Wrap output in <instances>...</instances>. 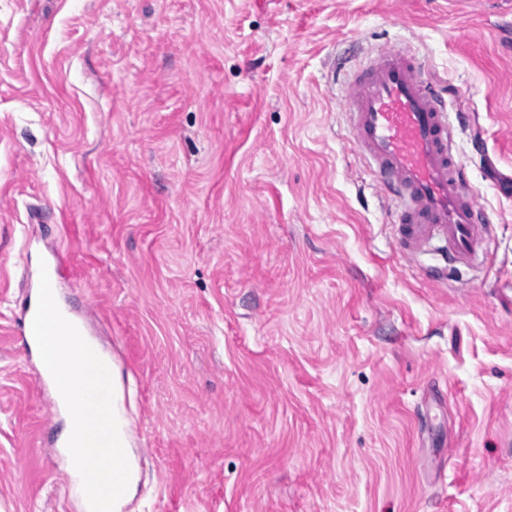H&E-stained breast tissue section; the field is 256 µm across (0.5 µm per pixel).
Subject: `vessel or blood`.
<instances>
[{
  "label": "vessel or blood",
  "mask_w": 512,
  "mask_h": 512,
  "mask_svg": "<svg viewBox=\"0 0 512 512\" xmlns=\"http://www.w3.org/2000/svg\"><path fill=\"white\" fill-rule=\"evenodd\" d=\"M354 147L402 205V240L416 254L432 239L449 261L482 251L487 227L448 141L445 102L408 53L392 50L347 81Z\"/></svg>",
  "instance_id": "1"
}]
</instances>
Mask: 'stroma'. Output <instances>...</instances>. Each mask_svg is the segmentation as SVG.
I'll list each match as a JSON object with an SVG mask.
<instances>
[{"mask_svg":"<svg viewBox=\"0 0 512 512\" xmlns=\"http://www.w3.org/2000/svg\"><path fill=\"white\" fill-rule=\"evenodd\" d=\"M413 54L484 253L407 255L345 80ZM120 368L124 512H512V0H0V512H84L18 311ZM46 268H47L50 285H51V288H52V291H53V294H54V297H55V300H56L59 310L61 311V313L63 315H66L70 319V321L77 327V329L79 330V332L82 335V337L84 338V340L87 342V344L91 347V349L97 355L94 347L92 346V344H91L89 338L87 337V334L85 333V330L83 328V326L86 328L83 318L79 317V319L82 321V325L73 321L69 317L70 310L68 308L64 307L60 302V298H59V294H58V282H59V277L61 275L60 267L58 265H56L53 261L47 260Z\"/></svg>","mask_w":512,"mask_h":512,"instance_id":"obj_1","label":"stroma"}]
</instances>
